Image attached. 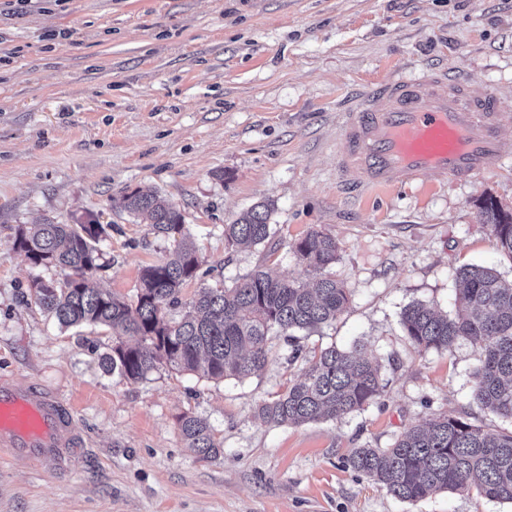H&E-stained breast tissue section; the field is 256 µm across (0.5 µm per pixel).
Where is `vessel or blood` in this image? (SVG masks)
Masks as SVG:
<instances>
[{"label": "vessel or blood", "mask_w": 512, "mask_h": 512, "mask_svg": "<svg viewBox=\"0 0 512 512\" xmlns=\"http://www.w3.org/2000/svg\"><path fill=\"white\" fill-rule=\"evenodd\" d=\"M344 171L363 186L462 181L494 171L501 158L499 101L486 86L426 70L391 78L346 114ZM81 442L72 407L37 382L0 375V447L19 460L67 465Z\"/></svg>", "instance_id": "obj_1"}]
</instances>
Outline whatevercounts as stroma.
<instances>
[{"mask_svg": "<svg viewBox=\"0 0 512 512\" xmlns=\"http://www.w3.org/2000/svg\"><path fill=\"white\" fill-rule=\"evenodd\" d=\"M427 68L496 93L500 169L356 195L339 169L345 112L378 82ZM132 190L182 210L202 256L195 286L261 265L307 279L290 245L312 230L334 237L330 273L350 302L299 344H363L387 384L380 399L336 420L262 424L259 404L301 368L280 339L243 381L108 371L111 329L66 328L41 310L32 280L62 274L12 239L46 220L102 224L89 282L133 299L142 267L174 242L113 209ZM486 197L512 208V0H0V374L71 404L84 448L62 470L0 456V512H512L474 492L403 502L345 464L434 414L512 429L472 399L469 342L418 352L400 325L414 301L454 314L461 266L512 281L479 222ZM264 200L269 242L226 248L225 224ZM183 414L211 424L216 455L188 447Z\"/></svg>", "mask_w": 512, "mask_h": 512, "instance_id": "1", "label": "stroma"}]
</instances>
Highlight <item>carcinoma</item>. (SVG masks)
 <instances>
[{
	"label": "carcinoma",
	"instance_id": "cac0c4a2",
	"mask_svg": "<svg viewBox=\"0 0 512 512\" xmlns=\"http://www.w3.org/2000/svg\"><path fill=\"white\" fill-rule=\"evenodd\" d=\"M115 208L149 220L157 235L179 236L172 256L145 266L133 300L92 288L88 277L99 267L100 224H55L49 220L20 227L12 241L35 266L64 273L60 281L39 280L36 303L64 327L103 325L117 336H135L133 345L118 341L105 357L110 370L127 381H139L166 366L214 380L248 378L264 368L269 343L282 338L292 348L291 360L303 367L288 388L258 409L269 425L300 426L320 418L338 419L376 402L387 384L364 348H322L302 354L296 333H312L345 310L349 297L327 268L336 262V239L318 230L290 248L296 261L310 269L309 279L273 276L261 267L230 286H201L182 302L185 287L197 278L200 257L182 234L180 208L154 194L134 190L116 200ZM273 204L261 202L224 225L229 247L259 245L272 235ZM485 224L503 255L512 260V212L493 199L480 202ZM461 288L454 316L428 305H407L400 324L417 351H448L458 339L479 353L473 373V399L491 412L512 420V283L496 270L466 265L456 272ZM188 311L180 318L171 312ZM184 439L203 457L217 453L209 422L183 414ZM392 496L417 502L448 491L460 495L477 491L512 503V431L491 434L463 417L437 415L401 433L388 448H355L346 459Z\"/></svg>",
	"mask_w": 512,
	"mask_h": 512
}]
</instances>
